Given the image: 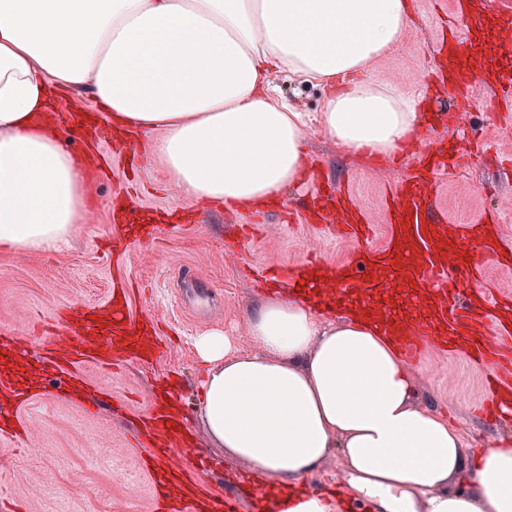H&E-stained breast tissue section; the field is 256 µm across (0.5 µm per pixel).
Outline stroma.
Returning a JSON list of instances; mask_svg holds the SVG:
<instances>
[{
  "label": "stroma",
  "instance_id": "stroma-1",
  "mask_svg": "<svg viewBox=\"0 0 512 512\" xmlns=\"http://www.w3.org/2000/svg\"><path fill=\"white\" fill-rule=\"evenodd\" d=\"M413 14L398 48L373 60L368 70L381 86L415 99L436 92L430 54L441 28L453 19L452 0H413ZM269 80L308 119V165H322L353 203L365 208L373 237L340 239L329 225L299 217L281 222L263 206L254 211L256 234L234 240L233 208L184 197L154 156L161 130L140 135L137 159H117L109 144H99L100 165L87 170V208L68 242L47 253L0 249V359L18 362L39 378L21 412L27 437L0 441V497L19 512H152L153 480L141 468L136 438L163 382L186 419L193 448L223 468L249 471L246 461L215 448L200 423L196 337L220 330L237 352H254L249 321L267 293L258 270H294L313 257L335 267L383 246L382 201L407 176L406 159L344 152L314 120L324 97L321 86L280 72ZM469 94L472 105L465 111L446 98L435 102L442 118L435 132H422V142L432 143L438 135L464 151L478 134L500 157L512 159V126L484 110L482 84H473ZM435 196L452 222L498 213L500 234L512 240V182L495 162L440 174ZM128 198L138 208L135 224L151 223L154 233L132 237L127 225L115 223V211ZM118 287L128 289L134 315L158 323L157 354L146 364L133 358L108 368L81 364V397H63L62 374L43 367L45 324L67 308L105 300ZM406 367L416 404L448 413L463 436L464 454L512 439V420L495 421L482 410L486 366L464 352L431 347Z\"/></svg>",
  "mask_w": 512,
  "mask_h": 512
}]
</instances>
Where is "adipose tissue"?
I'll list each match as a JSON object with an SVG mask.
<instances>
[{
    "label": "adipose tissue",
    "instance_id": "adipose-tissue-1",
    "mask_svg": "<svg viewBox=\"0 0 512 512\" xmlns=\"http://www.w3.org/2000/svg\"><path fill=\"white\" fill-rule=\"evenodd\" d=\"M412 16V0H0V246L52 251L82 220L86 168L39 121L58 89L91 84L115 129L163 130L153 151L192 199L258 207L304 176L305 117L274 71L324 87L317 123L341 150L392 156L419 131L417 104L367 65ZM250 334L253 354L197 338L198 411L279 512H338L302 486L335 446L370 512H512V441L464 455L367 312L273 292Z\"/></svg>",
    "mask_w": 512,
    "mask_h": 512
}]
</instances>
